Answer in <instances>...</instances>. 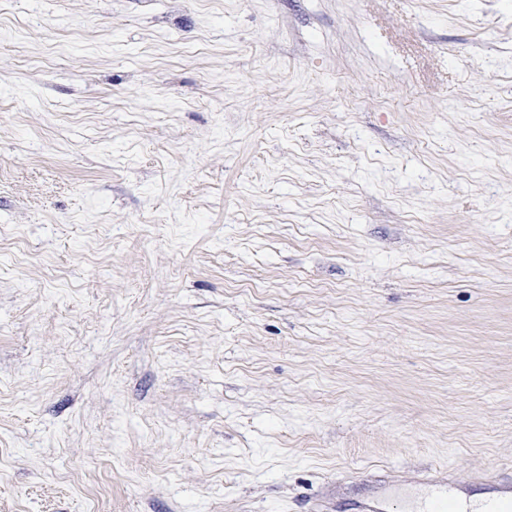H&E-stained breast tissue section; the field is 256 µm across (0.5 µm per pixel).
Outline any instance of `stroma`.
<instances>
[{
	"instance_id": "35a3bbf8",
	"label": "stroma",
	"mask_w": 512,
	"mask_h": 512,
	"mask_svg": "<svg viewBox=\"0 0 512 512\" xmlns=\"http://www.w3.org/2000/svg\"><path fill=\"white\" fill-rule=\"evenodd\" d=\"M512 476V0H0V512H410ZM424 489L426 496L421 504L423 511L417 512H440L450 494L455 495V490L460 491V484L453 479L448 482L439 480L427 483Z\"/></svg>"
}]
</instances>
